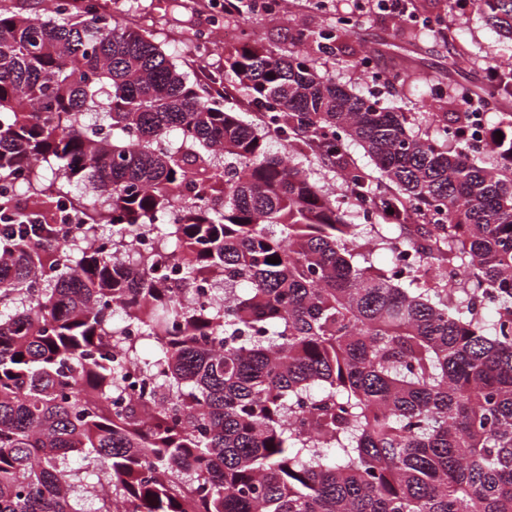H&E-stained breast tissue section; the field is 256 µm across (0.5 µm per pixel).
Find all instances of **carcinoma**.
<instances>
[{
  "instance_id": "carcinoma-1",
  "label": "carcinoma",
  "mask_w": 512,
  "mask_h": 512,
  "mask_svg": "<svg viewBox=\"0 0 512 512\" xmlns=\"http://www.w3.org/2000/svg\"><path fill=\"white\" fill-rule=\"evenodd\" d=\"M71 2L0 9V512H512V112L478 166L466 112L424 136L252 42L192 81ZM470 3L512 40V0ZM228 83L383 234L225 110ZM511 94L509 70L477 97ZM135 376L153 392L117 407ZM293 144V154L296 162H300L303 165H308L309 161H311L315 177L319 178L323 182L328 183L330 188L335 190V194L339 195V199H342L340 195L344 192L340 186V179L338 176H336L332 169L318 162L315 159L313 152L309 148L305 147L300 140H296Z\"/></svg>"
}]
</instances>
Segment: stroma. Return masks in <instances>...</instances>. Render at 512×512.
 Masks as SVG:
<instances>
[{
  "label": "stroma",
  "instance_id": "obj_1",
  "mask_svg": "<svg viewBox=\"0 0 512 512\" xmlns=\"http://www.w3.org/2000/svg\"><path fill=\"white\" fill-rule=\"evenodd\" d=\"M415 5L418 16L413 21L357 9L353 0H282L276 12L246 20L209 14L200 0H112L111 14L119 26L151 31L190 78L202 80L224 71L232 47L225 32L245 28L266 48L289 50L301 30L350 19L353 34L311 51V58L352 92L411 113L425 132L432 113L452 112L451 88L472 89L485 82L487 66L511 57L512 43L471 9L449 7L448 0H415ZM428 19L445 29L446 39L427 34ZM401 67L408 72L405 81L385 82V75ZM375 73L382 75V82H372Z\"/></svg>",
  "mask_w": 512,
  "mask_h": 512
}]
</instances>
